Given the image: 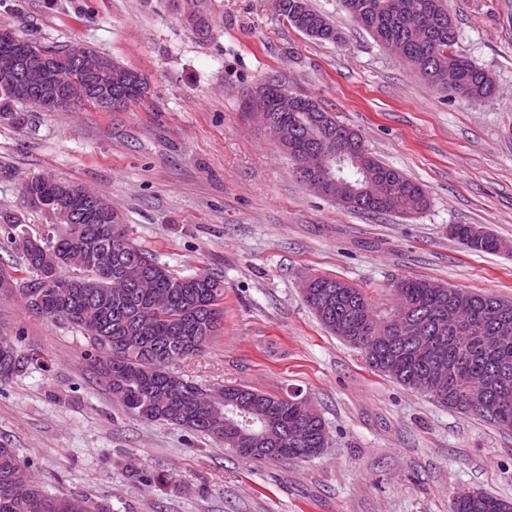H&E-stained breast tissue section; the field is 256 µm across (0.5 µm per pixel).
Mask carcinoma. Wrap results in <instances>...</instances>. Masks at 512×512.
<instances>
[{"instance_id": "1", "label": "carcinoma", "mask_w": 512, "mask_h": 512, "mask_svg": "<svg viewBox=\"0 0 512 512\" xmlns=\"http://www.w3.org/2000/svg\"><path fill=\"white\" fill-rule=\"evenodd\" d=\"M278 12L307 36L334 42L340 33L330 20L313 9L309 0H275ZM348 16L370 31L377 41L400 42L405 61L412 66L453 65L459 83L448 90L435 82L436 90L465 99H483L494 93L490 74L455 49L456 23L448 22L447 0H341ZM57 58L58 81H71L75 54L97 59L101 54L83 47L47 45ZM19 101L0 85V118L15 126L39 111L35 99L18 109ZM274 116L297 125L301 147L310 151L327 145V132L336 129L335 116L313 100L303 112H276ZM343 175L360 187L366 178L388 181V194L350 209L370 214L406 215L416 197L419 211L429 205L424 186L371 153L363 165L344 163ZM68 180L35 175L23 184V193L37 198L32 209L56 217L59 210L76 212L82 204L63 187ZM19 217L0 211V244L17 256L10 269L0 267V295L19 293L32 313L62 322L87 340L84 359L101 376L113 399L146 421L163 422L206 435L233 449L224 435V393L240 398V412L254 426L269 425L278 437L275 450L250 453L255 461L306 460L327 445L322 416L307 421L301 404L290 397L237 385L207 387L174 370L177 361L204 349L223 325L224 281L209 274L178 276L129 238L119 215L100 214L86 225L81 236L66 224L54 239L43 242L17 233ZM122 238L115 252L112 240ZM433 280L402 277L392 285L397 303L410 307L416 319L430 327L429 342L415 344L402 337L388 321L374 315L363 289L341 279L316 276L303 289L307 306L331 334L336 325L349 322L346 341L359 349L368 366L410 389H417L438 403L469 412L494 426L512 431V325L500 329L501 307L512 301L489 294L452 288L439 293ZM456 303L470 319L481 321L482 333L465 335L442 331L437 326L440 309ZM433 363L448 371L452 386L436 394L427 387L426 373ZM43 366L42 355L20 351L0 337V381H8L31 365ZM499 394L502 404L490 417L485 408L489 394ZM0 512H110L83 495H54L36 480L32 465L9 443H0ZM451 512H512V501L479 490L457 492Z\"/></svg>"}]
</instances>
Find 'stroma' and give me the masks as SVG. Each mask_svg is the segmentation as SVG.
I'll return each mask as SVG.
<instances>
[{
    "mask_svg": "<svg viewBox=\"0 0 512 512\" xmlns=\"http://www.w3.org/2000/svg\"><path fill=\"white\" fill-rule=\"evenodd\" d=\"M341 34L321 42L272 0H0V25L46 43L90 47L144 75L123 112L81 104L0 119V211L52 238L22 200L35 175L111 201L133 242L180 276L224 280V324L176 364L207 385H239L317 406L328 445L310 460L254 461L209 438L148 422L117 402L70 326L0 299V336L49 360L0 382V442L53 493L111 512H450L461 489L512 498V432L441 406L371 371L329 334L302 296L306 279L363 288L378 313L392 284L426 277L512 299V0H448L457 49L488 70L481 100L435 91L343 11L310 0ZM208 15L198 36L187 9ZM271 76L358 130L369 152L424 185L423 213L370 215L310 191L295 164L244 108ZM455 224L486 228L500 252L469 250ZM166 475L149 487L132 471Z\"/></svg>",
    "mask_w": 512,
    "mask_h": 512,
    "instance_id": "obj_1",
    "label": "stroma"
}]
</instances>
